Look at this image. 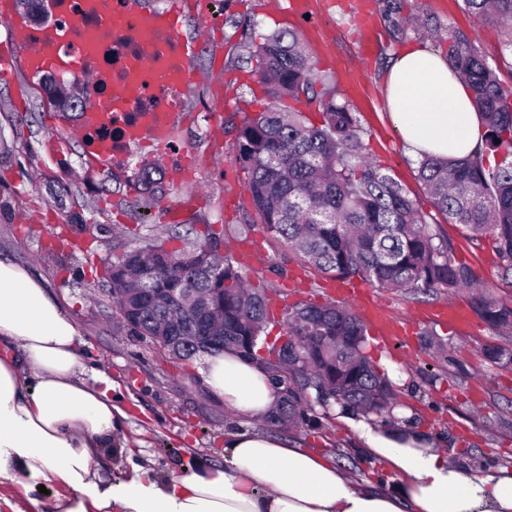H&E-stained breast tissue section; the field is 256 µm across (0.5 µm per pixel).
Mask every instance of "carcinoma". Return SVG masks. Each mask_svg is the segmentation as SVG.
I'll return each instance as SVG.
<instances>
[{
	"instance_id": "carcinoma-1",
	"label": "carcinoma",
	"mask_w": 512,
	"mask_h": 512,
	"mask_svg": "<svg viewBox=\"0 0 512 512\" xmlns=\"http://www.w3.org/2000/svg\"><path fill=\"white\" fill-rule=\"evenodd\" d=\"M479 22L496 26L512 50V0H462ZM404 0H386L392 37L411 29L438 40L448 66L471 89L483 115L482 147L465 159L426 156L418 180L433 208L475 247L489 243L498 272L512 280V86L469 32L426 12L402 16ZM265 95L316 103L319 119L291 107H269L243 116L236 129L235 165L251 207L270 239L283 243L325 278L360 279L407 297L471 293V308L485 325L512 330V305L479 287L474 269L456 260L452 239L434 216L367 151L358 113L336 92H318L325 76L311 62L293 30H277L246 45ZM148 167L130 187L150 205L166 195L162 178ZM105 263L111 273L112 307L121 324L149 341L171 344L180 361L196 359L194 337L206 336L207 354L232 350L246 359L273 347L267 336L269 299L253 286L233 255L219 254L218 238L186 242L166 255L162 243ZM288 336L284 363L270 370L288 390L266 419L293 430L318 417L342 413L373 416L385 425L399 419L398 392L369 355L367 328L353 308L334 302L295 303L283 312ZM424 344L437 362L451 358L432 331ZM500 368L512 366V349L484 351Z\"/></svg>"
}]
</instances>
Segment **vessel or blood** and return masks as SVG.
I'll return each mask as SVG.
<instances>
[{"label": "vessel or blood", "instance_id": "b4317fda", "mask_svg": "<svg viewBox=\"0 0 512 512\" xmlns=\"http://www.w3.org/2000/svg\"><path fill=\"white\" fill-rule=\"evenodd\" d=\"M55 8L67 18L66 30L49 26L38 34H31L26 24L17 21L12 25L15 43H33L34 49L25 58L30 72L53 70L61 74L77 75L92 72V87L111 86V73L99 66L104 53L102 32L106 29L120 31L127 23H134L138 39L143 43L146 55L143 59L128 64L124 79L118 87H111V94L95 99L83 116L82 130L91 135L93 142L89 151L91 163L111 161L114 147L110 138L101 134L111 127L115 116L131 109L141 87L145 72H152L157 81L168 88L184 89L194 79L191 66V48L173 49L172 44L180 38L183 15L179 8L164 12L137 14L127 19L125 14L113 11L111 0H80L79 8H72L71 0H53ZM288 17L304 22L307 42H314L317 29L311 20L320 13L318 0H289ZM354 23L359 32L360 56H367L375 40L376 23L369 14L363 0H358ZM76 42L75 50H68L69 42ZM150 136L156 143H166L170 136L167 119L158 113H142L136 124L127 127L126 137L132 141ZM366 316L379 338L400 343L404 340L401 329L395 328L390 318L379 311L374 303H367Z\"/></svg>", "mask_w": 512, "mask_h": 512}]
</instances>
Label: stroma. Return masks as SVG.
I'll return each mask as SVG.
<instances>
[{
    "mask_svg": "<svg viewBox=\"0 0 512 512\" xmlns=\"http://www.w3.org/2000/svg\"><path fill=\"white\" fill-rule=\"evenodd\" d=\"M4 2L0 0V256L43 280L49 295L77 320L85 366L111 380L112 395L124 412L121 431L133 442L129 452L106 449L104 461L113 476L128 475L139 465L163 477L181 472L195 457L223 464L224 433L234 422L204 383L205 359L187 365L173 362L118 326L101 268L116 243L137 245L141 234L166 239L184 227L202 240L208 231L242 223L251 206L233 173L236 127L244 113L263 110L268 103L246 62L244 45L287 27L289 21L275 14L266 0H184L181 38L195 47L196 81L181 95L175 145L196 159L197 169L183 177L173 170L167 149L147 142L133 146L123 169L89 164L90 142L78 137L76 118L63 116L44 94L39 77L24 68L27 48L12 42L16 13ZM327 2L318 23L331 55L357 61L344 13L346 0ZM406 3L467 30L501 68L512 67V54L504 51L495 27L465 14L462 0ZM417 39L410 31L394 41L387 22H380L378 44L364 64L370 102L349 98L344 91L339 98L358 113L369 151L428 211L432 205L417 179L418 164L405 154L384 100L391 59ZM144 165L158 169L170 185L168 194L146 210L127 185ZM447 232L454 237L457 260L470 265L482 287L492 289L498 300L512 304V282L501 278L491 249L474 248L457 236L455 226ZM251 238L259 251L248 265L252 284L270 281L280 287L270 296V335L283 334L286 305L343 303V296L331 290L332 280L303 267L261 231L252 232ZM372 294L396 319L416 326L411 337L415 356L375 338L368 349L378 372L395 383L413 426L454 462L469 467L478 457L512 466V369L482 361L484 348L506 347L512 339L473 315L461 327L425 319V311L439 303L435 297L417 301L378 288ZM427 330L453 344V362L433 364L422 338ZM363 423L359 416L325 420L289 437L299 447L336 458L355 475L369 478L373 469L358 431Z\"/></svg>",
    "mask_w": 512,
    "mask_h": 512,
    "instance_id": "obj_1",
    "label": "stroma"
}]
</instances>
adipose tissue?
Listing matches in <instances>:
<instances>
[{
  "label": "adipose tissue",
  "mask_w": 512,
  "mask_h": 512,
  "mask_svg": "<svg viewBox=\"0 0 512 512\" xmlns=\"http://www.w3.org/2000/svg\"><path fill=\"white\" fill-rule=\"evenodd\" d=\"M388 118L419 160L470 156L485 124L469 87L427 45L398 53L385 86ZM76 321L41 280L0 259V485L33 480L52 499L0 494V512H512V468L463 470L425 438L363 427L369 453L400 484L380 491L332 460L254 431L277 393L268 373L227 351L203 376L237 425L224 464L196 460L162 480L118 482L99 469L120 408L112 383L81 360Z\"/></svg>",
  "instance_id": "adipose-tissue-1"
}]
</instances>
